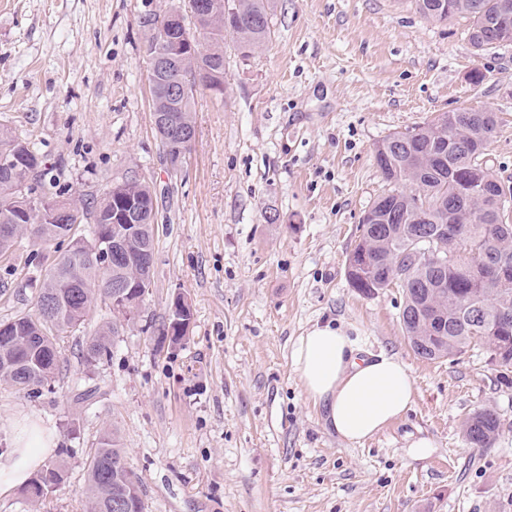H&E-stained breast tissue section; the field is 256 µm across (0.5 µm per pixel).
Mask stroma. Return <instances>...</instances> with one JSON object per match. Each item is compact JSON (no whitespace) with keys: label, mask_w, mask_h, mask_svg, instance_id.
<instances>
[{"label":"stroma","mask_w":512,"mask_h":512,"mask_svg":"<svg viewBox=\"0 0 512 512\" xmlns=\"http://www.w3.org/2000/svg\"><path fill=\"white\" fill-rule=\"evenodd\" d=\"M169 0H0V124L30 141L48 189L96 205L113 177L151 181L153 279L137 324L108 359L59 340L39 392L0 383V464L14 425L54 433L64 482L40 512H86V461L114 431L146 512H512V368L489 351L418 356L404 295L352 288L359 225L389 189L386 136L443 112L490 110L489 164L512 187V45L474 54L467 24L424 21L413 0H271V38L242 57L224 39V92L195 93V140L172 170L155 132L146 13ZM480 69L484 81L468 75ZM53 250L22 242L0 261V321L36 310L28 284ZM192 310L186 340L162 331L171 301ZM333 323L364 349L401 358L411 408L360 444L338 437L304 391L291 351ZM490 408L489 448L462 421ZM434 448L416 459L408 447Z\"/></svg>","instance_id":"obj_1"}]
</instances>
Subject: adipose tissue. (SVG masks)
I'll return each mask as SVG.
<instances>
[{"mask_svg":"<svg viewBox=\"0 0 512 512\" xmlns=\"http://www.w3.org/2000/svg\"><path fill=\"white\" fill-rule=\"evenodd\" d=\"M291 358L307 395L324 406L326 425L345 440L374 437L413 403V381L399 357L365 351L332 324L298 337ZM55 446L38 426L22 428L12 458L0 465V489L27 484Z\"/></svg>","mask_w":512,"mask_h":512,"instance_id":"1","label":"adipose tissue"}]
</instances>
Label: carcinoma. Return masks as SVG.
<instances>
[{
  "instance_id": "obj_1",
  "label": "carcinoma",
  "mask_w": 512,
  "mask_h": 512,
  "mask_svg": "<svg viewBox=\"0 0 512 512\" xmlns=\"http://www.w3.org/2000/svg\"><path fill=\"white\" fill-rule=\"evenodd\" d=\"M512 0H415L420 16L428 22H445L462 16L469 20L467 37L477 55L497 49L485 37L502 3ZM212 21L200 28L203 40L186 44L180 28L169 34L164 48L176 54L169 80L178 79L184 67L200 61L224 75V33L233 35L238 49L248 57L270 38L269 0H237L236 13L224 14V0H210ZM195 89L179 99L152 93V108L169 115L179 128L194 129ZM497 125L490 111L460 109L443 112L407 133L385 137L376 147L383 156L378 166L390 191L369 208L360 227L355 250L363 253L356 290L363 295L395 284L403 288L405 303L401 322L414 352L434 360L460 355L466 348L483 345L512 366V279L489 277L485 262L512 264L511 190L488 165L487 146ZM24 155L30 174L23 178L0 167V227L22 223L25 228L0 230V259H7L25 237L52 245L58 257L40 270L32 282L38 289L33 314L6 321L10 336L0 341V382L23 393H34L58 369L59 337L67 332L85 336V362L93 366L111 352L114 337L126 324L119 317L90 326V315L106 303V285L152 278V269L132 268L124 262L103 267L91 255L81 226L113 224L134 254L155 248L154 193L149 179L113 181L94 209L75 199L58 200L44 192L46 173L30 143L10 128L0 126V159ZM135 201V214L121 220L120 202ZM448 226L447 246L455 255L443 267H432L420 257L431 248L432 230ZM500 428L496 412L480 410L464 423L467 444L489 448ZM66 466L52 465L37 473L25 490L35 508L65 478ZM124 500L145 512L140 479L125 462L115 435L104 434L87 459V512H113L112 502Z\"/></svg>"
}]
</instances>
